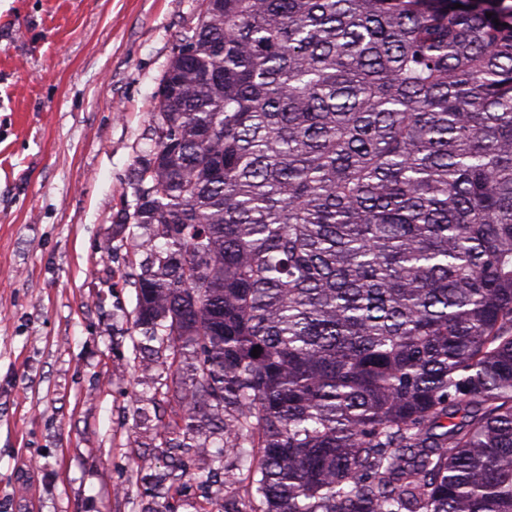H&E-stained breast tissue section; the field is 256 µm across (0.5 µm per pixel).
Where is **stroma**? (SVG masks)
Listing matches in <instances>:
<instances>
[{"instance_id": "1", "label": "stroma", "mask_w": 512, "mask_h": 512, "mask_svg": "<svg viewBox=\"0 0 512 512\" xmlns=\"http://www.w3.org/2000/svg\"><path fill=\"white\" fill-rule=\"evenodd\" d=\"M201 0H0V512L261 507L209 413L161 437L196 359L135 328L120 228L178 36ZM223 454V477L193 473ZM186 470L165 480L167 463ZM234 484H227L225 476Z\"/></svg>"}]
</instances>
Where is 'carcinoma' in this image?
I'll return each instance as SVG.
<instances>
[{"instance_id":"carcinoma-1","label":"carcinoma","mask_w":512,"mask_h":512,"mask_svg":"<svg viewBox=\"0 0 512 512\" xmlns=\"http://www.w3.org/2000/svg\"><path fill=\"white\" fill-rule=\"evenodd\" d=\"M151 132L112 286L260 512H512V6L202 0Z\"/></svg>"}]
</instances>
